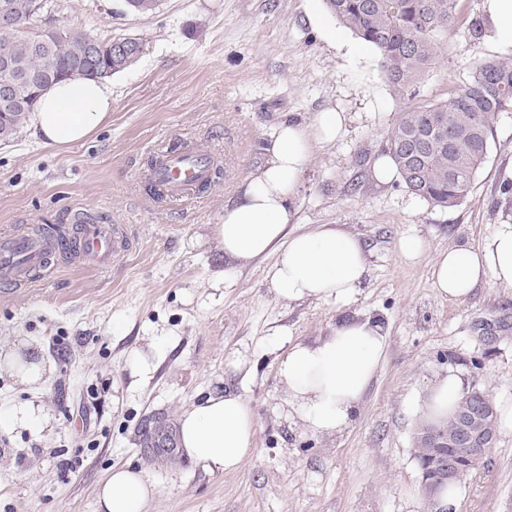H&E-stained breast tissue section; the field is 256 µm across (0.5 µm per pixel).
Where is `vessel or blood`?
Listing matches in <instances>:
<instances>
[{"instance_id": "1", "label": "vessel or blood", "mask_w": 512, "mask_h": 512, "mask_svg": "<svg viewBox=\"0 0 512 512\" xmlns=\"http://www.w3.org/2000/svg\"><path fill=\"white\" fill-rule=\"evenodd\" d=\"M214 158L197 148L157 151L152 180L177 203L195 195L213 177ZM128 247L123 228L84 224L74 234L50 233L32 237L13 231L0 233V284L28 287L34 275L48 268L58 255L76 256L96 266H107Z\"/></svg>"}]
</instances>
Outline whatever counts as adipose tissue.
I'll return each mask as SVG.
<instances>
[{
	"label": "adipose tissue",
	"mask_w": 512,
	"mask_h": 512,
	"mask_svg": "<svg viewBox=\"0 0 512 512\" xmlns=\"http://www.w3.org/2000/svg\"><path fill=\"white\" fill-rule=\"evenodd\" d=\"M483 40L501 56L512 55V0H480ZM112 110V90L98 80L59 82L41 96L31 124L44 145L65 148L86 140ZM344 113H318L310 122H280L271 136L268 158L248 176L240 197L225 205L211 238L228 263L225 279L238 264L273 256L266 279L278 299L352 304L368 274L365 249L340 227L318 225L294 232V201L314 145L332 143L345 127ZM438 294L451 300L475 288H512V222L495 225L478 245L438 253L432 272ZM386 334L372 318L356 315L334 325L312 342L289 343L278 360L285 402L304 428L321 436L342 433L380 367ZM464 395L463 380L448 370L432 386L424 410L429 420L447 419ZM50 416L39 399L0 408V431L40 430ZM177 441L205 470L234 471L251 456L255 422L248 400L227 392L210 395L182 410ZM155 490L143 471L112 469L98 493L101 512H146Z\"/></svg>",
	"instance_id": "adipose-tissue-1"
}]
</instances>
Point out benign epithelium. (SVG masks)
I'll return each instance as SVG.
<instances>
[{"label": "benign epithelium", "instance_id": "7a95c632", "mask_svg": "<svg viewBox=\"0 0 512 512\" xmlns=\"http://www.w3.org/2000/svg\"><path fill=\"white\" fill-rule=\"evenodd\" d=\"M493 411V402L484 399L461 411L460 428L456 433L450 435L442 429H431L421 435L424 447L432 449L434 456L440 461L441 476L437 480L421 479L424 491L433 498L434 512H452L448 503L438 499V487L439 483L449 482L456 477L457 459L471 458L477 450L494 446L497 432L491 422ZM447 447L453 449V452H443Z\"/></svg>", "mask_w": 512, "mask_h": 512}]
</instances>
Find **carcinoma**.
Segmentation results:
<instances>
[{
	"label": "carcinoma",
	"instance_id": "1",
	"mask_svg": "<svg viewBox=\"0 0 512 512\" xmlns=\"http://www.w3.org/2000/svg\"><path fill=\"white\" fill-rule=\"evenodd\" d=\"M132 15H151L161 0H124ZM457 0H323L344 29L378 54L396 97L411 99L421 76L435 63L437 35L455 21ZM13 27L0 30V56L9 76L28 93L8 110L0 108V141L15 139L42 94L71 78L103 80L134 66L145 50L138 37L100 40L84 30L56 25L51 0H0ZM131 45L121 59L112 44ZM512 110V59L472 63L468 80L450 100L399 113L383 145L397 167L396 186L441 210L468 196L488 154L499 113ZM419 472L436 476L428 449L415 450Z\"/></svg>",
	"mask_w": 512,
	"mask_h": 512
}]
</instances>
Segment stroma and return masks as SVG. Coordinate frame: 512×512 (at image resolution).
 Returning <instances> with one entry per match:
<instances>
[{
	"label": "stroma",
	"mask_w": 512,
	"mask_h": 512,
	"mask_svg": "<svg viewBox=\"0 0 512 512\" xmlns=\"http://www.w3.org/2000/svg\"><path fill=\"white\" fill-rule=\"evenodd\" d=\"M59 25L107 40L135 35L146 52L109 78L112 111L85 142L52 148L31 129L0 143V230L70 224L82 216L125 227L130 245L111 266L55 261L31 287H0V352L50 369L32 389L0 372V406L36 397L51 417L41 431H0V512H96L109 471L143 469L155 488L149 512H425L414 458L428 389L453 368L481 378L494 403L512 404V289L481 287L448 300L432 286L439 252L477 245L512 221L499 186L512 168V111L468 197L439 210L375 179L372 167L404 103L371 47L340 33L322 0H162L151 15L122 0H52ZM479 0H457L439 56L413 105L448 101L470 65L490 57L471 42ZM346 113L342 139L313 148L290 229L338 224L357 236L369 273L354 304L278 300L271 258L220 282L224 257L210 238L224 205L265 160L281 120ZM191 143L220 156L222 176L187 203L155 202L145 186L156 151ZM421 239L415 260L403 237ZM378 318L383 362L350 427L333 437L305 431L289 414L275 342L313 341L355 314ZM158 342L154 368L137 381L136 351ZM483 358L482 372L471 361ZM235 392L253 408L252 456L239 470L205 471L180 453L145 456L140 428L210 394ZM455 512H512V430L459 487Z\"/></svg>",
	"instance_id": "obj_1"
}]
</instances>
